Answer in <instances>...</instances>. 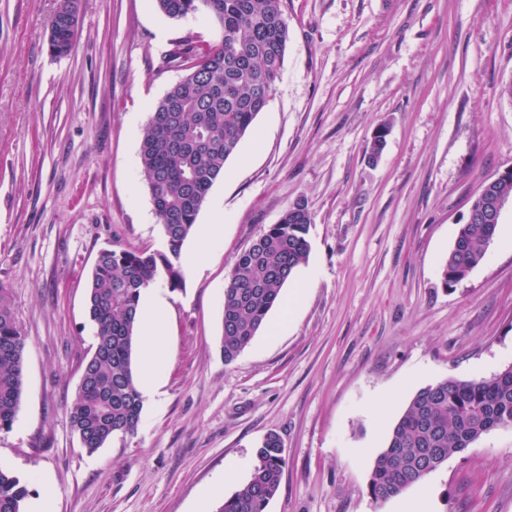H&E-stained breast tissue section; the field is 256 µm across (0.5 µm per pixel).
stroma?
Instances as JSON below:
<instances>
[{
    "label": "stroma",
    "instance_id": "35a3bbf8",
    "mask_svg": "<svg viewBox=\"0 0 512 512\" xmlns=\"http://www.w3.org/2000/svg\"><path fill=\"white\" fill-rule=\"evenodd\" d=\"M58 0H0V288L26 337L24 386L0 465L33 512H207L250 475L271 432L288 465L269 512H512V426L400 495L370 471L416 392L512 364V202L483 261L442 266L482 183L512 168V0H284L288 50L270 101L225 164L183 252L198 268L166 302L159 395L135 434L88 453L69 409L96 328L100 249L163 247L139 147L183 70L180 39L220 27L152 0H78L70 55L48 50ZM388 125L376 161L368 156ZM302 201L310 253L232 363L221 350L235 257ZM222 225L209 254L200 231ZM234 483L215 493L225 471Z\"/></svg>",
    "mask_w": 512,
    "mask_h": 512
}]
</instances>
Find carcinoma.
Returning a JSON list of instances; mask_svg holds the SVG:
<instances>
[{
    "mask_svg": "<svg viewBox=\"0 0 512 512\" xmlns=\"http://www.w3.org/2000/svg\"><path fill=\"white\" fill-rule=\"evenodd\" d=\"M173 20L214 18L212 43L185 40L175 52L186 74L150 110L140 145V167L162 228L164 248L101 250L86 292L96 326L69 411L73 432L90 453L118 435L135 433L143 409L134 368L140 341L142 292L184 285L183 246L224 165L239 151L280 77L289 38L283 0H155ZM76 0H59L50 22L49 50L69 55L77 26ZM311 214L294 203L238 254L224 289L222 349L233 362L280 302L281 291L306 263ZM497 225L462 224L443 264V283L463 279L484 259ZM26 337L7 292L0 288V431L12 428L23 389ZM512 425V365L480 379H445L420 389L391 427L376 455L369 490L377 503L422 482L491 430ZM248 479L212 512H267L286 467L279 437L267 435ZM26 483L0 466V512H24Z\"/></svg>",
    "mask_w": 512,
    "mask_h": 512,
    "instance_id": "cac0c4a2",
    "label": "carcinoma"
}]
</instances>
